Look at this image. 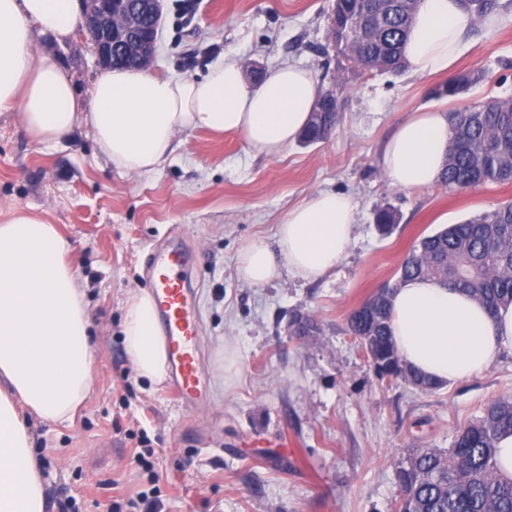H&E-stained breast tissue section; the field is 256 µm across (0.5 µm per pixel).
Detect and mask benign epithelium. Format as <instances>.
Returning <instances> with one entry per match:
<instances>
[{"instance_id": "7a95c632", "label": "benign epithelium", "mask_w": 512, "mask_h": 512, "mask_svg": "<svg viewBox=\"0 0 512 512\" xmlns=\"http://www.w3.org/2000/svg\"><path fill=\"white\" fill-rule=\"evenodd\" d=\"M84 10L80 30L91 38L99 66L110 69L113 51H127L137 63L148 66L155 53L162 0H138L135 6L128 0H83ZM360 15L350 13L339 26V40L345 51L356 50L359 40L356 30Z\"/></svg>"}]
</instances>
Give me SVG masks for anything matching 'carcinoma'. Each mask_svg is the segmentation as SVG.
<instances>
[{
	"instance_id": "1",
	"label": "carcinoma",
	"mask_w": 512,
	"mask_h": 512,
	"mask_svg": "<svg viewBox=\"0 0 512 512\" xmlns=\"http://www.w3.org/2000/svg\"><path fill=\"white\" fill-rule=\"evenodd\" d=\"M418 0H369L361 46L347 57L362 73L396 72L406 67L402 48ZM473 20L512 6L507 0H464ZM477 81L469 73L448 78L435 90L439 98H457ZM339 112L324 123L311 117L301 143L329 139ZM440 183L450 191L512 183V96L492 98L451 113L450 137ZM378 230L392 233L397 215L385 208L376 214ZM399 276L353 310L348 332L361 344L380 379L400 380L421 391L439 385L416 373L401 359L389 328L392 296L410 280L434 278L461 289L494 309L512 303V201L498 203L461 224H450L412 245ZM291 332L304 338L320 328L297 314ZM512 433V397L492 401L481 417L456 429L451 448H414L398 466L399 496L395 512H512V478L497 473L496 444Z\"/></svg>"
}]
</instances>
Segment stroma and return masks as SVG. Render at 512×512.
Wrapping results in <instances>:
<instances>
[{"mask_svg": "<svg viewBox=\"0 0 512 512\" xmlns=\"http://www.w3.org/2000/svg\"><path fill=\"white\" fill-rule=\"evenodd\" d=\"M332 0H196L180 16L164 0L154 72L199 78L219 57L243 58L260 80L291 62L313 68L318 85L343 102L333 137L296 143L282 157L248 153L241 135L203 130L180 144L156 173L129 177L99 151L89 126L50 144L28 137L16 113L0 114V212L54 224L86 294L98 346L96 384L72 427L30 418L49 512H131L146 493L153 512H393L395 470L415 448H449L460 425L512 395V355L484 374L425 392L379 380L346 331L349 313L394 282L413 241L512 201V184L448 193L392 186L383 147L418 110L512 96V9L496 26L467 32L455 72L480 79L461 101L438 98L445 75L361 74L332 48ZM87 96L101 73L91 41L34 32ZM315 190L350 195L355 240L319 281L284 275L249 287L236 274L241 245L273 236L288 209ZM400 223L381 234L375 213ZM191 256L185 275L200 314L199 356L206 405L189 410L165 384L137 377L121 336L123 303L143 288L145 261L169 242ZM313 316L318 335H290L294 314ZM233 348L238 372L225 378Z\"/></svg>", "mask_w": 512, "mask_h": 512, "instance_id": "1", "label": "stroma"}]
</instances>
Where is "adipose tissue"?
Returning a JSON list of instances; mask_svg holds the SVG:
<instances>
[{
	"label": "adipose tissue",
	"mask_w": 512,
	"mask_h": 512,
	"mask_svg": "<svg viewBox=\"0 0 512 512\" xmlns=\"http://www.w3.org/2000/svg\"><path fill=\"white\" fill-rule=\"evenodd\" d=\"M462 0H420L403 48L418 75L449 72L467 47ZM77 0H0V112L18 113L34 143L54 142L86 122L101 153L132 175L157 172L183 131L241 134L249 153L281 157L300 139L318 99L312 69L284 64L257 84L244 62L225 57L199 79L148 69H111L78 98L68 71L36 54L33 30L62 41L77 29ZM449 139L445 113L416 112L388 141L382 166L395 187L412 190L440 177ZM357 204L318 191L291 207L273 237L238 251L241 282L259 286L289 273L315 281L348 253ZM54 225L25 213L0 222V512H47L28 416L73 426L94 387L97 353L85 294ZM390 331L405 363L440 383L459 382L512 353V304L491 311L470 294L416 279L392 297ZM138 376L162 383L167 353L156 304L131 292L122 323Z\"/></svg>",
	"instance_id": "1"
}]
</instances>
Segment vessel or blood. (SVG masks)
Masks as SVG:
<instances>
[{"label":"vessel or blood","mask_w":512,"mask_h":512,"mask_svg":"<svg viewBox=\"0 0 512 512\" xmlns=\"http://www.w3.org/2000/svg\"><path fill=\"white\" fill-rule=\"evenodd\" d=\"M186 260L177 246L160 252L148 272V286L163 317L170 375L167 393L175 402L195 408L206 402L207 395L198 359V322L185 285Z\"/></svg>","instance_id":"b4317fda"}]
</instances>
